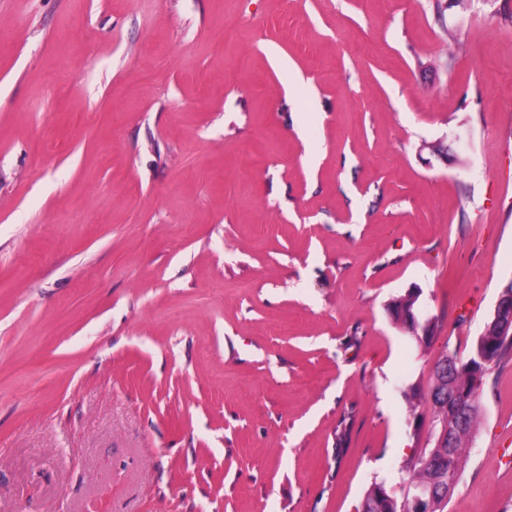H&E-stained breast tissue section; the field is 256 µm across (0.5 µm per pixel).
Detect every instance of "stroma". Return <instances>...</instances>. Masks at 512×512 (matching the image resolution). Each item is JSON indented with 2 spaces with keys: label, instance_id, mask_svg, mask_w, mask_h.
<instances>
[{
  "label": "stroma",
  "instance_id": "obj_1",
  "mask_svg": "<svg viewBox=\"0 0 512 512\" xmlns=\"http://www.w3.org/2000/svg\"><path fill=\"white\" fill-rule=\"evenodd\" d=\"M511 280L512 0H0V512H356ZM414 295L415 294L412 293L409 294L408 298L405 301H402L401 299L393 301L391 304H389L388 310L394 323L397 326H399L400 329H402L403 331L408 333L412 338H414L418 346L426 349L434 341L438 326L436 321L433 323V319L430 316L424 314L423 310V315L427 319H422L421 311L418 308L420 319L424 320L425 322H428V324L433 323V329L431 334L432 336H421V329L414 324L412 315L409 313L410 307L413 308L416 304L412 301V297Z\"/></svg>",
  "mask_w": 512,
  "mask_h": 512
}]
</instances>
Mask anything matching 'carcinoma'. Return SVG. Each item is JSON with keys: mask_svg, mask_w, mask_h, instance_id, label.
<instances>
[{"mask_svg": "<svg viewBox=\"0 0 512 512\" xmlns=\"http://www.w3.org/2000/svg\"><path fill=\"white\" fill-rule=\"evenodd\" d=\"M415 303L412 298L402 301L397 299L388 306L389 314L400 329L408 333L418 346L426 349L434 341L432 336L421 335L410 308ZM512 356V337L500 336L491 323L484 325L469 355L458 359L454 381L462 390H470L475 373L480 372L487 376L491 368ZM479 413H474L466 424L458 423L453 414L443 411L437 417L448 419V433L453 437V446L450 448L435 447L437 433L430 428L426 439L424 454L409 459L403 466L408 474V489L434 488V499L431 504L432 512H444L448 504V497L453 494V487L457 486L467 463L468 441L477 423ZM433 456L442 460L441 465L432 466L424 459ZM400 501L384 481H375L365 492L361 507L364 512H399Z\"/></svg>", "mask_w": 512, "mask_h": 512, "instance_id": "carcinoma-1", "label": "carcinoma"}]
</instances>
